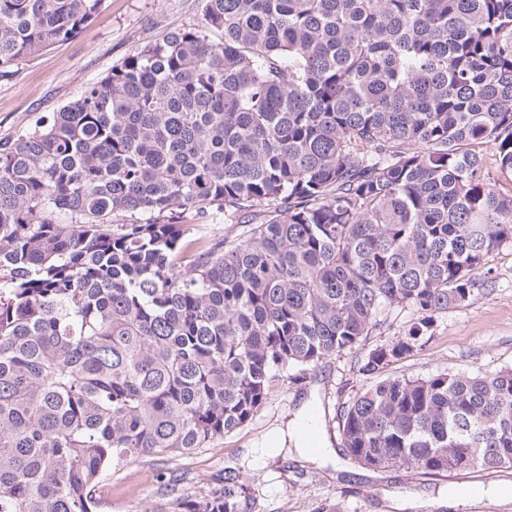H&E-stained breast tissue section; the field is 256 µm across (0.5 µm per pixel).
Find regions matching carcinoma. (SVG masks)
<instances>
[{"instance_id": "1", "label": "carcinoma", "mask_w": 512, "mask_h": 512, "mask_svg": "<svg viewBox=\"0 0 512 512\" xmlns=\"http://www.w3.org/2000/svg\"><path fill=\"white\" fill-rule=\"evenodd\" d=\"M104 0H0V74ZM0 140V512H93L107 473L248 423L375 346L341 408L363 467L512 468V368L384 377L512 245V0H200ZM242 225L202 245L181 214ZM192 258V273L180 267ZM239 477L152 512H252Z\"/></svg>"}]
</instances>
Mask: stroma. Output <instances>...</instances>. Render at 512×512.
<instances>
[{
	"instance_id": "obj_1",
	"label": "stroma",
	"mask_w": 512,
	"mask_h": 512,
	"mask_svg": "<svg viewBox=\"0 0 512 512\" xmlns=\"http://www.w3.org/2000/svg\"><path fill=\"white\" fill-rule=\"evenodd\" d=\"M201 23L198 0H105L72 40L20 62L0 77V140L33 130L45 116L79 97L136 48ZM490 275L461 308L438 315L431 338L388 374L424 377L512 368V247L488 259ZM410 308H394L358 350L327 359L300 377L277 381L247 424L196 451L147 457L105 478L95 512H152L165 487L193 497L240 476L255 512H512V468L459 475H423L405 467L363 468L340 448L338 417L370 379L359 371L369 349L412 324ZM317 410L328 447L250 454L274 426L292 421L305 404Z\"/></svg>"
}]
</instances>
